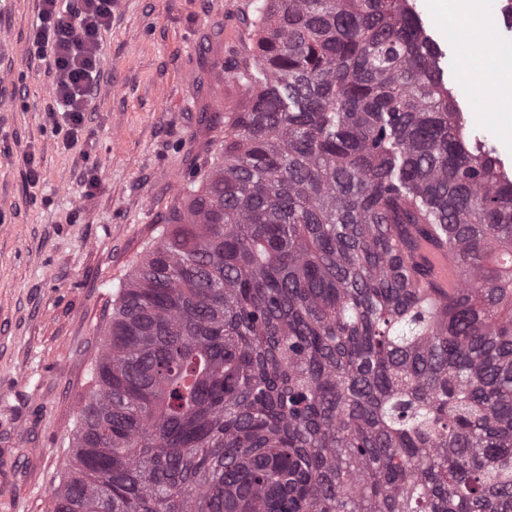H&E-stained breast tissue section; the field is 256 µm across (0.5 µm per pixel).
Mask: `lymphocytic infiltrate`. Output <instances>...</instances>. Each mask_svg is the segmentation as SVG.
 Returning <instances> with one entry per match:
<instances>
[{"label":"lymphocytic infiltrate","instance_id":"f902f5d3","mask_svg":"<svg viewBox=\"0 0 512 512\" xmlns=\"http://www.w3.org/2000/svg\"><path fill=\"white\" fill-rule=\"evenodd\" d=\"M116 0H39L27 52L53 76L49 111L65 147H75L88 103L100 81L103 35L112 26Z\"/></svg>","mask_w":512,"mask_h":512}]
</instances>
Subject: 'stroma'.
Wrapping results in <instances>:
<instances>
[{
	"label": "stroma",
	"instance_id": "35a3bbf8",
	"mask_svg": "<svg viewBox=\"0 0 512 512\" xmlns=\"http://www.w3.org/2000/svg\"><path fill=\"white\" fill-rule=\"evenodd\" d=\"M473 139L512 176V88L490 108L463 81L455 17L414 0ZM250 0H119L104 76L74 149L46 119L44 63L26 53L37 0H0V512H46L91 389L120 283L154 244L186 184L217 154L241 89L224 70L252 42ZM36 155L28 187L16 157ZM97 177L87 189L88 177Z\"/></svg>",
	"mask_w": 512,
	"mask_h": 512
}]
</instances>
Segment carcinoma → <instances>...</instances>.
<instances>
[{
    "mask_svg": "<svg viewBox=\"0 0 512 512\" xmlns=\"http://www.w3.org/2000/svg\"><path fill=\"white\" fill-rule=\"evenodd\" d=\"M251 6L245 105L119 286L47 512H512V179L409 0ZM414 256L424 270L425 288H435V295L453 293L461 288L457 264L446 249L434 246L428 240L417 237Z\"/></svg>",
    "mask_w": 512,
    "mask_h": 512,
    "instance_id": "1",
    "label": "carcinoma"
}]
</instances>
